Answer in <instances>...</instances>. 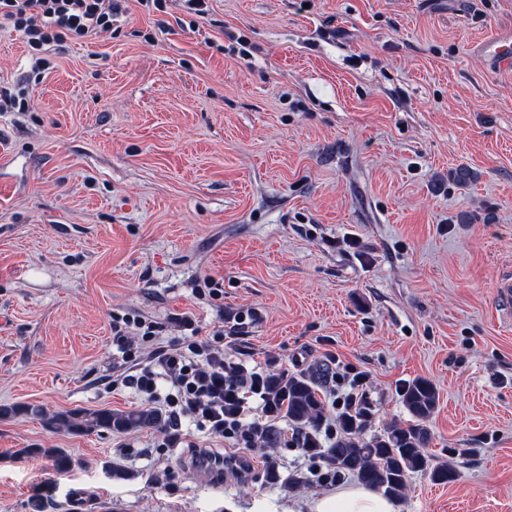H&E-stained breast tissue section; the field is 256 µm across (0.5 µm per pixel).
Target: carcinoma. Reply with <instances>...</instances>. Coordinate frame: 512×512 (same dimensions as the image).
<instances>
[{
  "label": "carcinoma",
  "instance_id": "1",
  "mask_svg": "<svg viewBox=\"0 0 512 512\" xmlns=\"http://www.w3.org/2000/svg\"><path fill=\"white\" fill-rule=\"evenodd\" d=\"M271 380L280 397L281 412L288 421L302 432L317 428L323 412L315 380L304 376L275 375ZM437 403L438 394L433 384L423 378L416 379L403 393L404 407L414 422L405 426H391L385 433L368 438L364 435L368 413L359 411L350 416L356 424L342 422V433L331 447L322 451L311 448L309 452L320 454L324 462L336 471H352L363 483L383 489L389 495L400 494L412 472L427 471L433 481L450 483L455 478L454 469L447 465L430 466L425 452L430 433L424 422L433 414ZM19 414L38 417L53 428L72 433H91L98 429L123 433L140 428L158 429L165 425L162 415L150 409L50 414L36 404L0 407V417ZM21 453L47 456L59 469H65L71 463L61 448H24Z\"/></svg>",
  "mask_w": 512,
  "mask_h": 512
}]
</instances>
